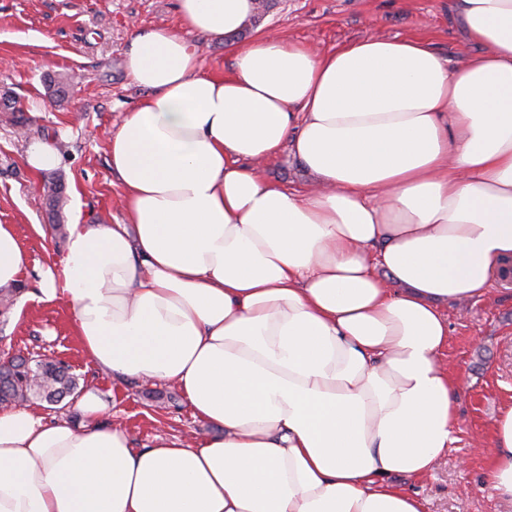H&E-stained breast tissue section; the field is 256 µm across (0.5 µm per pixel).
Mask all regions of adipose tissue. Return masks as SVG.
Masks as SVG:
<instances>
[{
  "instance_id": "ef3b65f1",
  "label": "adipose tissue",
  "mask_w": 512,
  "mask_h": 512,
  "mask_svg": "<svg viewBox=\"0 0 512 512\" xmlns=\"http://www.w3.org/2000/svg\"><path fill=\"white\" fill-rule=\"evenodd\" d=\"M178 11L182 33L136 31L128 54L149 95L109 142L127 221L72 225L39 292L102 371L175 383L215 432L138 448L92 391L84 426L0 410V512H423L391 478L455 440L441 309L512 260V0H460L477 51L458 66L373 35L237 45L255 0ZM192 34L224 42L229 76ZM285 147L306 192L264 175ZM29 264L0 224V287ZM486 451L512 500V401Z\"/></svg>"
}]
</instances>
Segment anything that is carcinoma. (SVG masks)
Instances as JSON below:
<instances>
[{"mask_svg":"<svg viewBox=\"0 0 512 512\" xmlns=\"http://www.w3.org/2000/svg\"><path fill=\"white\" fill-rule=\"evenodd\" d=\"M44 193L51 209L61 211L66 203L61 180L44 178ZM79 388V378L61 360L30 357L0 362V405L40 401L57 406L77 394Z\"/></svg>","mask_w":512,"mask_h":512,"instance_id":"carcinoma-1","label":"carcinoma"}]
</instances>
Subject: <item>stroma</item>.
I'll return each mask as SVG.
<instances>
[{"label": "stroma", "instance_id": "1", "mask_svg": "<svg viewBox=\"0 0 512 512\" xmlns=\"http://www.w3.org/2000/svg\"><path fill=\"white\" fill-rule=\"evenodd\" d=\"M179 27L176 0H0V224L13 225L34 263L22 275L24 293L6 323L0 349L66 361L81 386L97 389L112 421L135 445L155 436H205L210 426L194 416L171 383L118 380L86 357L65 299H39L36 266L60 264L72 224H118L121 188L109 164V138L125 113L147 97L127 73L136 30ZM258 29L318 53L336 51L366 35L420 39L450 63L476 52L457 13V0H273ZM257 29V30H258ZM73 75L62 104L53 103L48 79ZM52 139L61 162L55 171L67 203L52 218L39 189L42 177L25 162L29 141ZM448 345L442 359L459 383L456 440L439 465L399 483L421 500L424 512H512L485 483L489 438L501 404L512 398V280L493 281L484 298L444 309Z\"/></svg>", "mask_w": 512, "mask_h": 512}]
</instances>
